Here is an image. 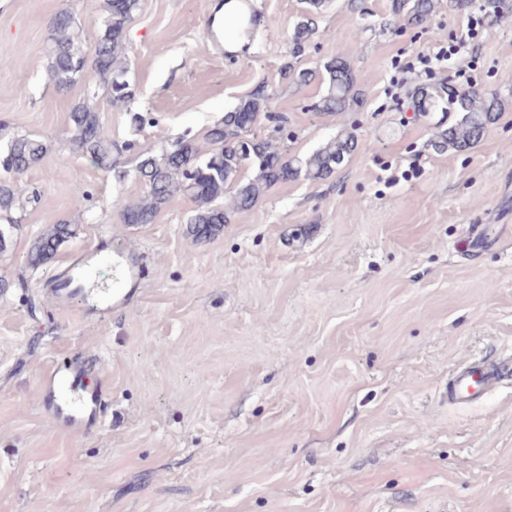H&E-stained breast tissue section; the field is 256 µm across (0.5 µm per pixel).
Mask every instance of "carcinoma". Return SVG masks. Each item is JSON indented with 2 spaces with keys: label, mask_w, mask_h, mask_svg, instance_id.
Listing matches in <instances>:
<instances>
[{
  "label": "carcinoma",
  "mask_w": 512,
  "mask_h": 512,
  "mask_svg": "<svg viewBox=\"0 0 512 512\" xmlns=\"http://www.w3.org/2000/svg\"><path fill=\"white\" fill-rule=\"evenodd\" d=\"M325 0H309L308 14L303 16L293 33V54L302 52L304 45L316 33L315 16ZM139 9V0H104V20L100 34L91 50L81 46L74 15L62 11L52 22L48 51V78L64 90L90 74L107 88L112 105L121 106L132 100L126 80L125 33ZM393 12L404 15L406 25L422 27L435 10L434 0H393ZM281 78L307 85L317 78L326 81L327 93L314 111L325 114L346 112L357 100L355 78L350 66L340 58H332L312 68L295 70L288 64L281 69ZM417 111L427 112L436 104L445 111L456 112L458 119L440 132V148L463 150L478 142L493 123L504 103L500 93L440 84L418 89ZM267 98L255 92L234 110L224 113L222 121L213 125L207 134L214 149L205 153L193 142H180L172 150L147 155L136 167L137 178L145 185L146 193L135 202L121 197L113 200V209L124 224H151L162 207L177 193L190 196L194 209L188 217L185 234L196 241L218 236L224 230L229 212L255 205L271 186L300 177L320 181L332 176L357 147V138L348 133L328 140L312 154L290 157L267 137L253 132L260 123ZM69 143L94 165L110 168L112 140L104 130L100 106L95 93H90L69 112L66 127ZM46 151L45 145L31 136L14 139L4 156L11 170L23 174L38 162ZM251 166L256 174L245 177L242 170ZM233 189L229 209H224L227 189ZM17 180L0 181V252L6 249L7 235L17 226L15 211L19 208ZM75 235L73 225L64 221L51 225L32 244L29 263L40 266L51 261L59 248Z\"/></svg>",
  "instance_id": "obj_1"
}]
</instances>
